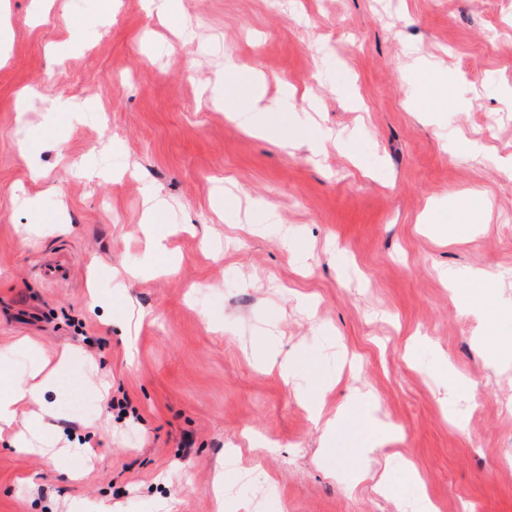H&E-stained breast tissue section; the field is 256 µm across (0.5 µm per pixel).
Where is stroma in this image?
Instances as JSON below:
<instances>
[{
	"label": "stroma",
	"mask_w": 512,
	"mask_h": 512,
	"mask_svg": "<svg viewBox=\"0 0 512 512\" xmlns=\"http://www.w3.org/2000/svg\"><path fill=\"white\" fill-rule=\"evenodd\" d=\"M34 9L0 0V360L70 359L0 512H512V0ZM237 89L238 83L236 81H232V85H229L227 90L225 89L224 84V112H228L231 119L238 121L249 130L262 134V130L255 129L250 125L247 112H252L255 109H259L260 107L266 111H270L272 106H261V97H256L249 103V105H244L240 102L237 94L235 93Z\"/></svg>",
	"instance_id": "stroma-1"
}]
</instances>
